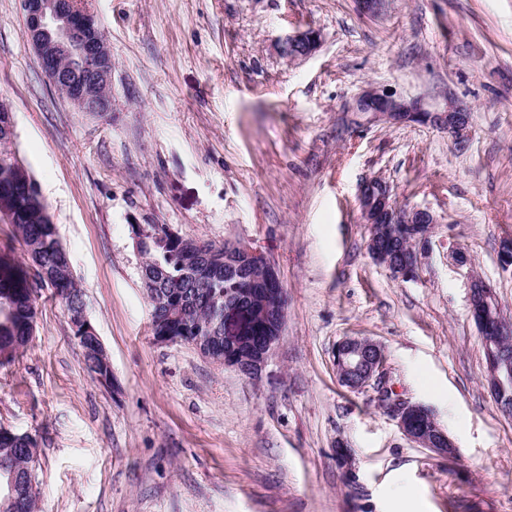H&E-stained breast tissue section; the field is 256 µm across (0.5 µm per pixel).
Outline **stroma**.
<instances>
[{"mask_svg": "<svg viewBox=\"0 0 512 512\" xmlns=\"http://www.w3.org/2000/svg\"><path fill=\"white\" fill-rule=\"evenodd\" d=\"M87 4L112 55L106 116L48 83L20 0H0V101L112 363L102 386L41 289L28 348L0 367V426L38 443L39 512H512V418L469 304L477 275L512 317V0H389L375 17L355 0ZM309 27L315 55H281ZM371 84L466 101L465 149L429 126L349 125ZM375 177L437 219L416 279L367 251L358 190ZM135 224L274 262L287 323L258 377L154 342ZM349 336L383 347L390 385L435 414L456 459L338 383Z\"/></svg>", "mask_w": 512, "mask_h": 512, "instance_id": "stroma-1", "label": "stroma"}]
</instances>
